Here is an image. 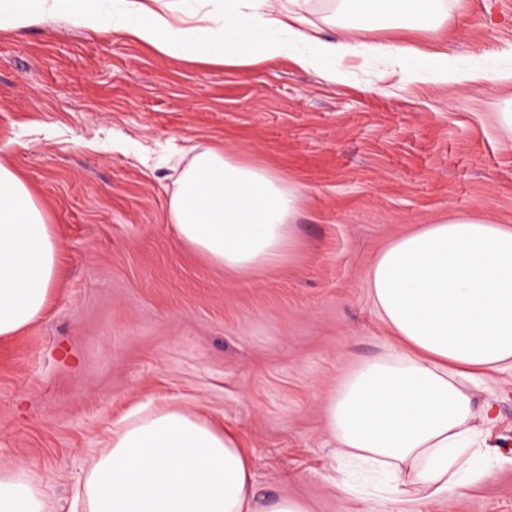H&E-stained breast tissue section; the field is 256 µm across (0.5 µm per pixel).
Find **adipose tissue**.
<instances>
[{
    "instance_id": "ef3b65f1",
    "label": "adipose tissue",
    "mask_w": 512,
    "mask_h": 512,
    "mask_svg": "<svg viewBox=\"0 0 512 512\" xmlns=\"http://www.w3.org/2000/svg\"><path fill=\"white\" fill-rule=\"evenodd\" d=\"M0 0V29H23L55 15L97 31L105 24L166 56L249 68L289 58L341 81L337 61L379 56L403 84L505 81V74L449 67L408 44L365 40L362 26L327 39L312 33L308 0ZM364 18L423 23L437 0H344ZM301 189L279 171L239 161L223 149L195 152L169 200L181 242L225 273L277 266L294 248ZM61 244L28 184L0 164V337L44 310ZM375 307L398 349L358 366L326 406L340 458L391 481L401 473L428 495L471 488L498 459L478 445L472 385L512 369V227L459 216L424 224L391 241L367 276ZM83 512H307L295 499L257 503L251 466L236 436L184 409H141L112 433L78 495ZM0 512H45L23 465L0 469Z\"/></svg>"
}]
</instances>
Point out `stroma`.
<instances>
[{
	"instance_id": "35a3bbf8",
	"label": "stroma",
	"mask_w": 512,
	"mask_h": 512,
	"mask_svg": "<svg viewBox=\"0 0 512 512\" xmlns=\"http://www.w3.org/2000/svg\"><path fill=\"white\" fill-rule=\"evenodd\" d=\"M437 7V29L377 20L365 36L512 70V0ZM379 67L347 59L331 84L286 58L196 64L62 16L0 30V163L29 183L63 249L45 311L0 339V467L24 464L47 512H68L130 413L171 404L236 433L260 500L512 512L511 369L473 393L494 406L476 427L502 459L464 494L372 497L334 453L329 397L390 349L367 288L381 249L457 216L512 226V80L384 91ZM212 146L301 188L289 260L235 277L181 243L167 220L173 160Z\"/></svg>"
}]
</instances>
